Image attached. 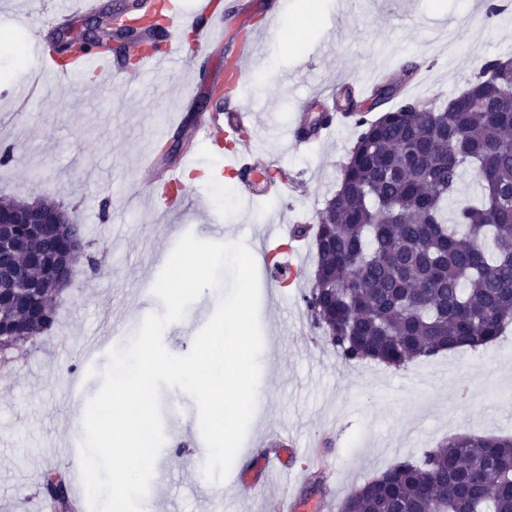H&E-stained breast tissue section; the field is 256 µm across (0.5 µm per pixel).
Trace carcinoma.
I'll return each instance as SVG.
<instances>
[{
    "label": "carcinoma",
    "instance_id": "cac0c4a2",
    "mask_svg": "<svg viewBox=\"0 0 512 512\" xmlns=\"http://www.w3.org/2000/svg\"><path fill=\"white\" fill-rule=\"evenodd\" d=\"M94 40L74 47L112 51L141 41L102 11ZM402 95L382 81L372 111ZM357 140L311 237L315 278L306 298L315 327L344 362L395 368L444 351L477 349L512 322V60L486 59L440 107L404 100L375 118L350 98ZM472 169L482 192L455 212L448 203ZM0 366L56 328L52 295L73 282L72 249L87 227L66 206L0 200ZM42 487L70 512L57 470ZM341 512H512V439L456 435L421 462L403 459L351 492Z\"/></svg>",
    "mask_w": 512,
    "mask_h": 512
}]
</instances>
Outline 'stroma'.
I'll return each mask as SVG.
<instances>
[{
	"label": "stroma",
	"mask_w": 512,
	"mask_h": 512,
	"mask_svg": "<svg viewBox=\"0 0 512 512\" xmlns=\"http://www.w3.org/2000/svg\"><path fill=\"white\" fill-rule=\"evenodd\" d=\"M250 22L260 56L250 64L249 102L263 128L257 149L274 155L288 173L285 199L243 201L224 187L227 153L201 150L199 168L209 180L184 183L176 208L153 201L146 161L152 133L163 116L180 114L187 133L201 109L203 89L191 71L153 80L116 77L111 92L57 88L40 61L55 22L30 30L18 22L28 0H0V143L13 159L0 166V196L34 200L49 196L75 208L88 238L109 269L89 277L77 265L72 285L57 302L58 325L26 358L0 369V512H30L48 468L71 470L70 449L84 437L83 418L69 411V382L86 380L94 396L102 380L84 360L87 337L119 322L127 346L144 312L164 313L157 297H142L144 282L161 269L153 254L167 255L186 233L207 239L206 225L224 227L228 243L244 242L257 261L259 395L244 442L224 481L211 482L196 461L192 440L200 434L194 400L162 387L164 444L145 503L154 512H281L286 477L260 479L250 496L239 493V475L255 471L281 431L293 438L289 470L313 454L328 458L334 474L320 486L303 480L292 491L300 500L343 499L400 459L425 452L458 433L476 430L512 438V326L495 343L446 352L398 369L376 361L346 363L313 327L304 297L316 259L306 245L299 282L269 287L286 241L263 242L268 224H313L338 185L356 140L342 125L311 148L293 147L283 132L296 125L313 98L332 99L337 85L362 75L397 74L418 65L409 96L440 104L461 92L486 59L512 57V9L487 11L484 0H261ZM294 7L303 25L299 38L276 36L283 6ZM37 84L26 105L10 89Z\"/></svg>",
	"instance_id": "35a3bbf8"
}]
</instances>
